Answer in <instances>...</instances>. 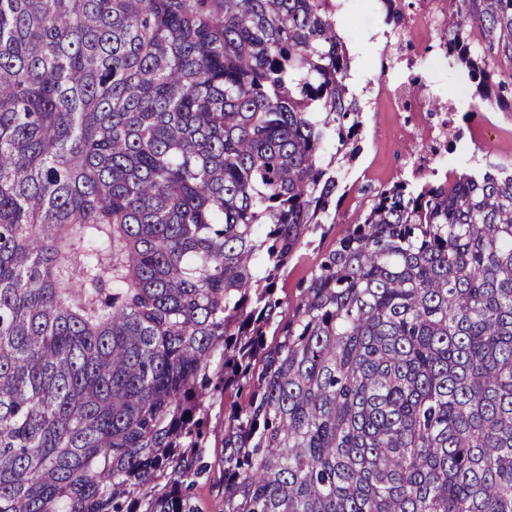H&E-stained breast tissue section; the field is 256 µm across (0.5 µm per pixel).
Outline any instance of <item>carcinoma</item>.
Wrapping results in <instances>:
<instances>
[{
    "label": "carcinoma",
    "mask_w": 512,
    "mask_h": 512,
    "mask_svg": "<svg viewBox=\"0 0 512 512\" xmlns=\"http://www.w3.org/2000/svg\"><path fill=\"white\" fill-rule=\"evenodd\" d=\"M447 2L512 107V0ZM345 7L0 0V512H200L211 448L221 512H512L511 169L360 187L278 296L362 150Z\"/></svg>",
    "instance_id": "carcinoma-1"
}]
</instances>
